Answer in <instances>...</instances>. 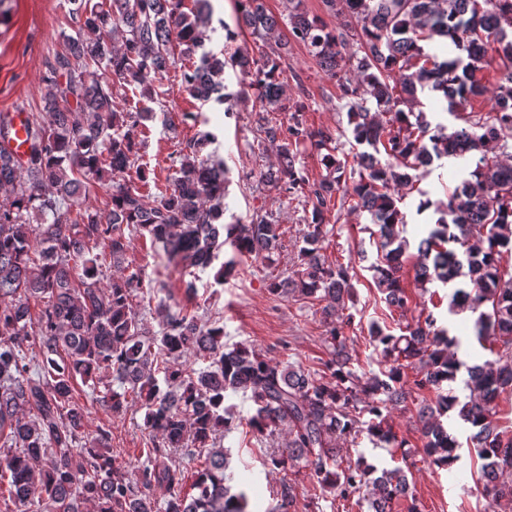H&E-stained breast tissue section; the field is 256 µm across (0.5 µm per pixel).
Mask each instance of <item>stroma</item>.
I'll use <instances>...</instances> for the list:
<instances>
[{
	"instance_id": "1",
	"label": "stroma",
	"mask_w": 512,
	"mask_h": 512,
	"mask_svg": "<svg viewBox=\"0 0 512 512\" xmlns=\"http://www.w3.org/2000/svg\"><path fill=\"white\" fill-rule=\"evenodd\" d=\"M5 6L9 16L7 21H0V112L16 110L42 122L46 119L43 100L49 89L44 62L62 51L73 33L68 4L66 0H6ZM282 67L288 80L289 101L301 100L307 106L304 114L307 125L330 129L340 142L342 154L352 153L351 129L347 114L336 98L334 80L314 64L304 46L294 42L283 52ZM157 92L158 98L153 103L130 93L117 98L124 110L146 114L134 133L142 141L143 160L156 178L167 180L169 155L196 133V125L184 118L185 113L192 112L208 119L209 130L218 136L207 150L222 159L228 169L224 197L227 215L244 223L257 212L272 211L279 216L282 247L271 259H244L221 285L215 283L212 272L202 274L196 283L200 314L223 325L224 342L228 346L243 345L284 364L292 362L307 369L316 366L325 355L322 302L276 295L268 289L271 279L290 275L295 269L306 199L300 193L279 195L261 182L260 175L274 163L275 153L254 139L255 114L251 102L239 101L235 116L225 117L221 106L202 104L183 91L175 69L165 75ZM368 223L369 218L364 214H329L323 253L328 261H347L352 265L355 303L349 308L352 323L344 332L349 350L358 361L357 371L376 374L382 365L370 343L368 329L374 322L392 325L393 319L373 282L370 266L377 254L367 230ZM128 260L143 269L146 284L164 289L173 301L185 302L189 277L167 268L162 254L149 250L138 240ZM415 264V257H408L403 269L404 282L414 304L426 305L430 296H437L436 314L461 338L462 359L470 363L487 359V352L480 348L474 336L476 313L449 312L450 287L433 283L420 288L415 279ZM111 384V378L106 377L93 388L77 385L75 400L86 407V432H95L102 422H111L112 453L131 470L140 464L144 413L131 410L114 416L105 406L91 402L92 393H104ZM391 423L407 441L404 451L380 448L365 439L356 447L343 445V454L364 453L380 469L410 462V493L422 512H491L480 481L482 462L469 449L467 424L454 415L448 419V429L460 443L459 473L454 476L434 470L426 460L414 405L392 409ZM224 444L231 450L235 477L245 479L256 512H264L281 475L266 468L263 461L273 449L285 446V435L271 439L258 437L242 424L225 438ZM293 493L305 512H343L342 501L336 500L333 494L320 492L309 470H301L295 477Z\"/></svg>"
}]
</instances>
